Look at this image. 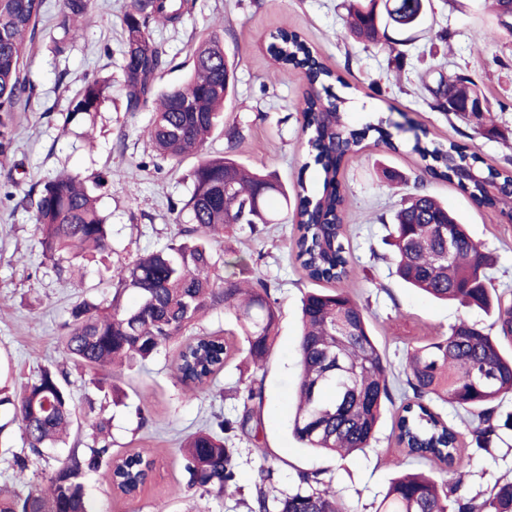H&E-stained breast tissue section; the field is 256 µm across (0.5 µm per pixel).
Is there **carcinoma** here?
<instances>
[{
    "label": "carcinoma",
    "mask_w": 512,
    "mask_h": 512,
    "mask_svg": "<svg viewBox=\"0 0 512 512\" xmlns=\"http://www.w3.org/2000/svg\"><path fill=\"white\" fill-rule=\"evenodd\" d=\"M44 0H0V156L14 149L15 114L25 111L33 85L26 58L42 21ZM94 0H63L54 21L58 37L54 51L63 54L83 36V24ZM193 0H128L122 17L125 32L123 86L130 112L150 108L154 119L148 140L161 160L179 161L199 154L232 105L236 63L224 59V39L213 30L192 51L191 75L161 90L158 81L171 66L165 46L153 37L159 25H173L192 10ZM431 0H348L344 36L374 47L388 40V31L412 32L424 26ZM512 0H494V36L512 37L502 24ZM268 51L281 66L303 71L314 91L294 104L303 119L309 154L323 171L324 191L310 197L298 184L282 186L271 175L240 162L235 145L220 157H200L190 173L192 191L180 211L191 225L163 248L139 256L115 270V293L104 308L77 305L63 337L62 349L78 366L132 369L150 360L180 336H188L209 312L222 308L234 314L245 345L246 358L263 367L273 346L279 310L270 288L261 279L247 282L219 273L209 242L224 232L254 230L271 224L267 200L280 195L291 211L295 259L317 288L305 294L301 307L298 404L291 422L296 440L306 448L345 454L371 446L386 404L393 403L390 366L372 333L365 308L342 288H320L341 282L350 273L343 239L344 196L337 174L344 157L358 150L369 134L388 149L398 145L388 132L387 118L377 114L362 128L344 120L347 98L334 91L339 77L295 31L279 28L269 35ZM111 82L95 77L71 100L70 115H90L109 99ZM431 107L465 118L492 131L489 108L463 105L484 99L480 87L459 72L439 74L426 86ZM413 151L431 178L454 183L480 207L512 203V167H485L478 153L456 142L444 144L416 138ZM36 222L42 231L43 256L64 255L77 264L111 250L110 231L96 198L76 176L62 173L30 188ZM390 245L396 274L413 288L441 301H455L494 316L498 334L461 320L448 335L406 349V385L412 396L398 407L393 430L408 456L435 460L451 476L462 475L468 461L458 448L461 433L438 411L446 404L470 417L468 431L476 449L484 450L512 432V413L499 411L512 394V306H503L491 288L492 257L467 233L448 205L427 191L424 179L414 178V192L400 199L392 217ZM131 292L137 301L122 302ZM228 358L224 338L217 333L189 336L174 365V377L192 394L212 384ZM261 394L250 388L243 401L241 430L258 440L251 427V402ZM12 407V419L0 433L17 424L29 450L64 442L76 420L66 388V374L44 370L34 381L12 392L0 387V406ZM92 445L72 449L62 466L47 477L48 486L23 493L0 485V512H91L82 476L102 464L110 467L113 488L132 496L143 486L141 452L112 454L106 440L107 422L92 424ZM225 423L188 434L182 451L189 474L186 491L218 496L237 493L231 449L224 442ZM272 470H263L255 486L250 512H343L333 482L320 472L297 473L296 486L281 497L266 489ZM375 512H512V480L499 479L486 493L460 492V480L438 482L424 473H408L393 480Z\"/></svg>",
    "instance_id": "carcinoma-1"
}]
</instances>
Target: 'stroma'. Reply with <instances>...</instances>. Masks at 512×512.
<instances>
[{"label": "stroma", "mask_w": 512, "mask_h": 512, "mask_svg": "<svg viewBox=\"0 0 512 512\" xmlns=\"http://www.w3.org/2000/svg\"><path fill=\"white\" fill-rule=\"evenodd\" d=\"M487 0H432L438 26L453 37L436 41L425 30L391 33L392 50L367 48L343 40L344 0H196L180 23L156 28L175 58L160 87L180 82L190 66L198 37L221 27L224 49L236 56L237 83L232 106L203 148L223 154L230 132L240 131L238 159L246 165L276 173L286 186L305 182L310 193L322 190L319 166L310 159L302 119L292 103L307 88L304 74L275 64L266 50L265 36L286 27L300 32L323 63L355 89L347 107L349 123L360 126L382 112L394 124L398 152L389 153L373 141L347 156L338 175L346 196L343 242L352 269L344 286L363 305L373 334L391 364L395 402L408 392L405 384L407 345L447 333L465 319L490 326L494 318L477 308L437 302L408 288L395 273L387 244L390 217L400 202L386 187L377 161L415 177L421 161L413 152L414 135L427 129L431 137L475 148L485 165L501 167L512 161V38L492 39L485 22ZM128 0H96L83 37L69 53L57 56L48 48L49 28H42L27 61L35 92L27 111L16 115V143L9 158L0 157V378L19 386L42 369L58 367L68 373L67 389L78 413L108 418L112 452L143 450L155 461L151 481L136 497L112 491L107 469L85 476L94 512H249L261 470L272 469L271 495L282 496L295 485L298 472H324L332 477L347 512H374L390 482L405 470L426 469L443 476L441 464L407 456L393 431L394 414L386 412L372 448L345 458L303 448L291 433L297 373L300 306L312 287L291 253L292 225L260 224L254 232L228 233L212 242L223 256L224 273L238 279H263L280 310L277 336L263 367L257 370L241 354V338L234 318L223 309L211 311L198 332H216L232 350L210 389L186 394L173 377L178 345H170L155 359L124 371L118 387L127 395L116 405L90 383L91 372L67 363L61 338L70 312L86 302L110 303L115 268L166 245L177 231L171 204L189 197V172L198 162L155 159L147 138L149 111L126 109L121 80L124 51L122 15ZM469 75L492 106L496 130L474 133L467 122L431 106L428 84L436 69ZM111 77L112 94L91 118L64 124L63 116L86 80ZM84 179L98 199L111 228L113 252L106 264H88L79 285H71L68 259L44 258L41 231L26 194L60 171ZM429 192L467 225L470 236L492 255L491 284L503 303L512 304V218L474 204L456 185L426 179ZM262 390L255 410L260 424L259 444L242 435L226 434L233 448L238 493L215 496L186 492L188 475L181 448L183 437L221 417L236 420L243 410L248 387ZM147 404H140L141 394ZM91 440L89 425L73 431L65 444L35 456L19 429L0 437V483L45 486L50 473L71 449ZM459 450L470 464L463 489L476 493L502 477L512 478V436L478 451L469 435ZM23 466H16V459Z\"/></svg>", "instance_id": "obj_1"}]
</instances>
